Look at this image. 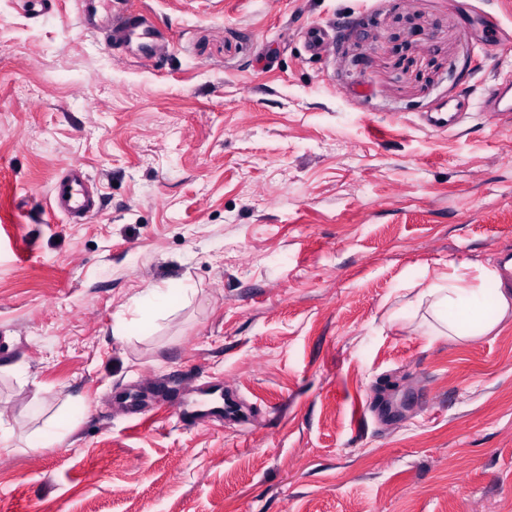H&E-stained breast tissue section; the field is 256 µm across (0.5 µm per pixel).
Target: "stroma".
Segmentation results:
<instances>
[{
  "label": "stroma",
  "mask_w": 512,
  "mask_h": 512,
  "mask_svg": "<svg viewBox=\"0 0 512 512\" xmlns=\"http://www.w3.org/2000/svg\"><path fill=\"white\" fill-rule=\"evenodd\" d=\"M120 2L169 50L0 0V512H512V318H391L512 258V0ZM72 164L84 224L46 206ZM215 380L248 418L183 427ZM510 90V83H505L504 85L494 87V89L487 94V98L485 99L487 108L504 117L509 127L512 124V105L507 104V94Z\"/></svg>",
  "instance_id": "stroma-1"
}]
</instances>
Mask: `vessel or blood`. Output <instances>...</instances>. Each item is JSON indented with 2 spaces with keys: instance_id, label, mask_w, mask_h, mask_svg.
<instances>
[{
  "instance_id": "obj_1",
  "label": "vessel or blood",
  "mask_w": 512,
  "mask_h": 512,
  "mask_svg": "<svg viewBox=\"0 0 512 512\" xmlns=\"http://www.w3.org/2000/svg\"><path fill=\"white\" fill-rule=\"evenodd\" d=\"M79 20L83 29L101 34L108 45L136 43L145 59L154 58L170 41L169 34L155 25L147 14L125 12L112 0H80ZM511 92L512 86H497L485 100L490 111L505 117L510 124L512 106L507 103V95ZM48 206L73 224L86 223L98 211L100 203L83 166H68L56 177L48 196Z\"/></svg>"
}]
</instances>
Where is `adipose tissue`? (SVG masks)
Returning <instances> with one entry per match:
<instances>
[{
	"label": "adipose tissue",
	"mask_w": 512,
	"mask_h": 512,
	"mask_svg": "<svg viewBox=\"0 0 512 512\" xmlns=\"http://www.w3.org/2000/svg\"><path fill=\"white\" fill-rule=\"evenodd\" d=\"M415 303L427 305L435 335L464 342L494 332L512 314V290L496 270L484 268L470 278L452 265L417 293Z\"/></svg>",
	"instance_id": "adipose-tissue-1"
}]
</instances>
